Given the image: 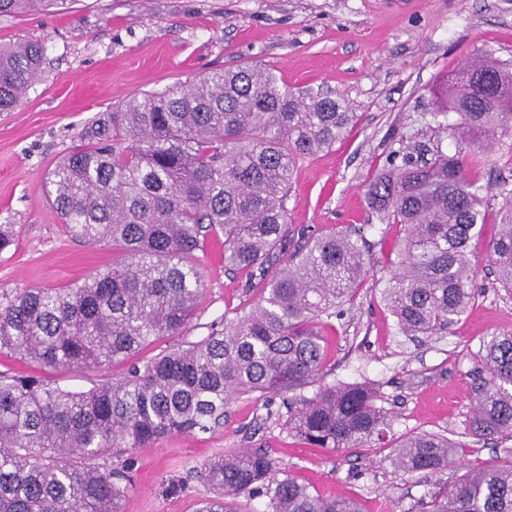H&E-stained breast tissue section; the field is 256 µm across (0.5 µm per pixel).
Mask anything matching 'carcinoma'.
Segmentation results:
<instances>
[{"label": "carcinoma", "instance_id": "obj_1", "mask_svg": "<svg viewBox=\"0 0 512 512\" xmlns=\"http://www.w3.org/2000/svg\"><path fill=\"white\" fill-rule=\"evenodd\" d=\"M66 0H0V15ZM44 51L29 41L0 46V112L37 79ZM440 98L452 117L438 128L461 139L512 133V71L481 59L449 78ZM342 96L293 91L252 65L213 70L144 92L85 124L84 144L45 177L46 195L71 238L112 245L118 256L80 284L0 295V354L42 369L128 363L121 379L83 391L41 376L0 373V512H123L131 459L174 433L206 432L242 394L301 388L325 358L322 324L364 281L361 236L303 238L288 248V192L297 162L334 145L354 120ZM483 159L440 146L394 152L367 198L385 224L404 226L383 300L404 336L446 331L479 294L471 242L498 231L487 249L512 291V188L500 184L502 215L490 219ZM224 245V262L266 276L247 311L224 317L202 339L148 359L138 354L183 332L203 290L197 253ZM469 434L512 437V330L483 341ZM366 383L319 387L288 409V431L316 448L368 456L385 449L388 413ZM456 442L407 433L393 463L405 474L448 465ZM209 495L196 512H362L350 498H324L262 450L221 453L202 472ZM422 512H512V463L468 469Z\"/></svg>", "mask_w": 512, "mask_h": 512}]
</instances>
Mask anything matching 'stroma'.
Instances as JSON below:
<instances>
[{"instance_id":"obj_1","label":"stroma","mask_w":512,"mask_h":512,"mask_svg":"<svg viewBox=\"0 0 512 512\" xmlns=\"http://www.w3.org/2000/svg\"><path fill=\"white\" fill-rule=\"evenodd\" d=\"M41 43L44 65L20 105L0 112V224L17 237L0 253V292L58 288L111 264L108 245L74 241L49 206L43 180L81 144L85 123L137 92L203 71L263 64L293 89L344 96L358 119L342 140L300 160L288 193V235L363 233L370 247L364 284L324 328L325 360L314 381L265 398L241 395L206 432L173 434L136 449L124 512H194L208 487L197 477L217 452L265 449L299 482L325 497L357 500L363 512H418L445 493L465 466L512 461V438L467 433L476 405L479 349L512 328V292L487 260L495 225L473 240L480 293L448 333L404 336L381 292L391 278L402 225L381 223L368 185L395 150L441 146L484 160V206L496 214L501 183L512 185V136L490 146L436 132L433 114L446 78L468 58L491 57L512 69V0H70L66 8L0 16V46ZM205 282L182 336L147 347L151 357L195 341L249 307L258 276L224 263L221 246L200 256ZM366 382L390 413L388 441L409 432L460 442L453 462L408 475L389 451L370 457L311 447L289 434L288 403L323 384Z\"/></svg>"}]
</instances>
